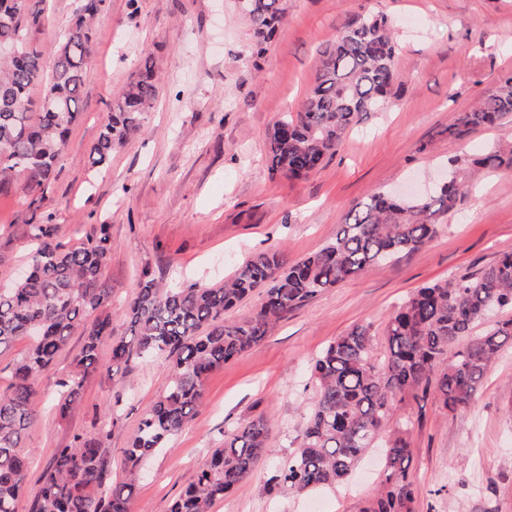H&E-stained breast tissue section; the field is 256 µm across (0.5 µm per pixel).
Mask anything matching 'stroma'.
I'll use <instances>...</instances> for the list:
<instances>
[{
  "label": "stroma",
  "instance_id": "35a3bbf8",
  "mask_svg": "<svg viewBox=\"0 0 512 512\" xmlns=\"http://www.w3.org/2000/svg\"><path fill=\"white\" fill-rule=\"evenodd\" d=\"M76 0H31L44 22L32 32L52 59ZM385 13L400 34L398 79L386 111L364 115L321 169L302 179L271 174L267 133L297 111L341 16ZM239 0H106L94 29L81 117L48 195V214L29 209L21 182L0 192V285L27 265V226L51 222L75 245L99 225L111 239L102 279L112 290L104 312L113 340L127 338L124 311L142 271L167 282L209 284L250 254L277 248L296 259L336 236L348 209L379 190L446 175L453 159L512 146V121L462 138L446 128L512 70V0H288V12L262 55ZM159 78L158 97L138 135L114 147L108 169L85 162L107 122L114 95L144 62ZM512 251V171L485 172L477 188L441 217L420 249L318 293L265 338L204 383L203 404L167 448L145 464L130 512H169L211 449L254 416L270 425L273 454L212 512H362L385 477L371 449L341 487L296 493L271 486L278 463L299 447L313 396L309 360L357 324L382 331L415 288L479 272ZM83 345L70 336L36 382L35 422L23 445L32 457L17 512H30L39 477L55 449L92 433L104 417L110 478L142 416L169 383L161 361L131 360L113 372L110 343L86 379L79 403L59 419V383ZM416 512H512V340L502 345L467 408L444 413L433 392L403 395Z\"/></svg>",
  "mask_w": 512,
  "mask_h": 512
}]
</instances>
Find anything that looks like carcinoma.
I'll return each mask as SVG.
<instances>
[{
    "mask_svg": "<svg viewBox=\"0 0 512 512\" xmlns=\"http://www.w3.org/2000/svg\"><path fill=\"white\" fill-rule=\"evenodd\" d=\"M91 0H79L56 48L51 67L29 35L42 25V12L19 0L16 19L0 22V43L15 57L0 56V188L24 179L28 207L41 210L47 187L80 118L89 78L93 43ZM256 53L264 51L284 14V0H244ZM400 44L390 19L379 12L347 13L321 52V66L298 112L285 113L268 133L271 173L307 176L334 155L344 136L365 112H381L397 81ZM49 106L34 105L33 87ZM153 66L113 100L111 118L87 156L88 167L105 168L112 149L142 128L156 100ZM512 118V72L468 112L448 125L459 137ZM512 169V150L484 149L465 171L448 172L447 184L430 197L399 201L378 191L353 205L336 237L321 249L290 260L279 249L257 252L225 280L213 284L165 287L142 272L125 311L129 340L112 343L111 359L120 371L135 357H164L170 379L165 392L141 419L124 450L126 476L106 479L105 442L114 422L92 434H76L58 448L43 471L31 512H130L143 463L189 423L203 401L209 374L258 344L288 311L318 293L375 269L401 252H413L436 233L439 218L469 189L479 169ZM55 224H31V275L0 288V350L39 324L28 352L13 364V382L0 394V512H17L25 486L28 454L23 435L34 419L35 381L55 360L69 336L81 331L84 344L74 369L60 382L57 415L66 418L80 399L86 378L96 370L101 346L112 336L108 316L92 317L111 297L102 270L111 245L106 225L78 246L57 240ZM259 307L235 321L226 313L255 293ZM512 309V252H504L478 273L423 285L390 314L384 336L386 355L374 357L372 325L359 324L337 337L310 361L315 397L299 448L273 476L276 486L294 492L348 482L365 452L378 447L382 429L394 420L397 397L434 387L439 407L455 412L470 405L492 361L512 340V318L494 316ZM468 343L460 348L463 338ZM404 427L387 442L385 479L363 512H415L420 493L410 475L411 457ZM270 455L265 417H253L225 435L209 461L173 502L170 512H211V506L243 483Z\"/></svg>",
    "mask_w": 512,
    "mask_h": 512,
    "instance_id": "carcinoma-1",
    "label": "carcinoma"
}]
</instances>
